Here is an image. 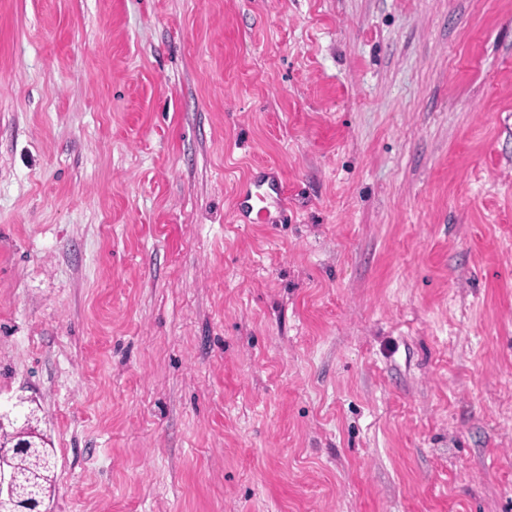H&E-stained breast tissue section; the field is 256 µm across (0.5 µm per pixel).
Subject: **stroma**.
Listing matches in <instances>:
<instances>
[{
  "instance_id": "stroma-1",
  "label": "stroma",
  "mask_w": 512,
  "mask_h": 512,
  "mask_svg": "<svg viewBox=\"0 0 512 512\" xmlns=\"http://www.w3.org/2000/svg\"><path fill=\"white\" fill-rule=\"evenodd\" d=\"M22 397L47 512H512V0H0ZM282 197L283 189L278 178L269 172L266 178H255L241 186L235 209L244 224H267L270 201L279 203Z\"/></svg>"
}]
</instances>
